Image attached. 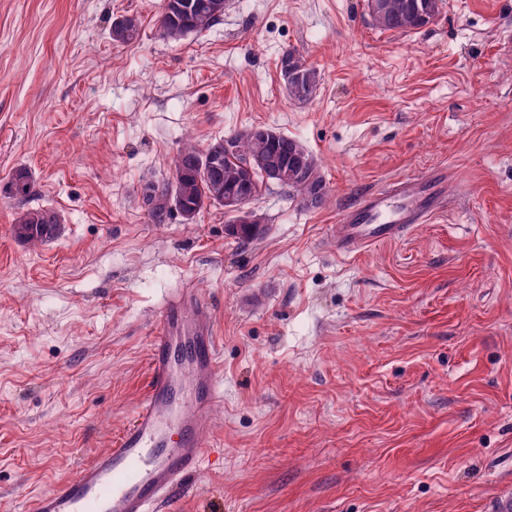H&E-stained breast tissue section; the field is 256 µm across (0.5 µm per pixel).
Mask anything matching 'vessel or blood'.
<instances>
[{
    "mask_svg": "<svg viewBox=\"0 0 512 512\" xmlns=\"http://www.w3.org/2000/svg\"><path fill=\"white\" fill-rule=\"evenodd\" d=\"M446 172L400 178L363 194L324 245L340 257L399 240L447 211ZM220 341L208 304L190 289L168 298L149 342L148 389L112 447L59 486L33 496L28 512H152L201 469L208 419L222 398Z\"/></svg>",
    "mask_w": 512,
    "mask_h": 512,
    "instance_id": "b4317fda",
    "label": "vessel or blood"
}]
</instances>
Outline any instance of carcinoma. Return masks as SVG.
<instances>
[{
  "label": "carcinoma",
  "instance_id": "1",
  "mask_svg": "<svg viewBox=\"0 0 512 512\" xmlns=\"http://www.w3.org/2000/svg\"><path fill=\"white\" fill-rule=\"evenodd\" d=\"M379 10L372 14L385 30L408 32L422 28L439 16L443 0H379ZM226 0H163L161 27L166 37L181 40L191 33L202 32L224 16ZM112 41L128 44L138 39L139 26L128 16L112 19ZM279 67L289 99L311 100L319 88L321 76L296 50L289 49L279 58ZM235 150H224L217 140L200 149L187 143L176 157L173 179L147 185L144 192L148 214L155 224L165 222L175 210L197 217L209 206H224V197L238 191L242 165L262 155L266 165L256 167L248 177L251 200H256L262 186L277 185L300 199L307 207L320 208L327 190L319 166L312 154L296 139L266 127H249L229 135ZM33 180L29 171L16 169L6 185L12 197L23 199L31 194ZM226 224L235 225L233 235L242 243L264 237L263 224H234L236 216L228 211ZM61 220L49 209L30 210L21 214L13 225L14 237L25 243L45 242L55 238Z\"/></svg>",
  "mask_w": 512,
  "mask_h": 512
}]
</instances>
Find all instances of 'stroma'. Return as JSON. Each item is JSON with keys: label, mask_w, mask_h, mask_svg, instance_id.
Segmentation results:
<instances>
[{"label": "stroma", "mask_w": 512, "mask_h": 512, "mask_svg": "<svg viewBox=\"0 0 512 512\" xmlns=\"http://www.w3.org/2000/svg\"><path fill=\"white\" fill-rule=\"evenodd\" d=\"M162 0H0V504L25 512L111 448L185 286L221 339L213 440L162 512H491L512 495V0H445L408 33L366 0H229L174 41ZM137 41L114 43V17ZM321 73L289 100L278 60ZM251 126L299 139L329 200L278 186L241 244L224 210L153 223L144 189ZM26 201L4 191L16 168ZM448 171V210L339 258L365 193ZM50 208L33 246L17 217ZM112 40L120 44H128L139 37V26L136 20L128 16L113 18L111 25ZM60 224L59 216L52 210H30L17 218L13 225V233L14 237L21 242L42 243L58 235Z\"/></svg>", "instance_id": "obj_1"}]
</instances>
